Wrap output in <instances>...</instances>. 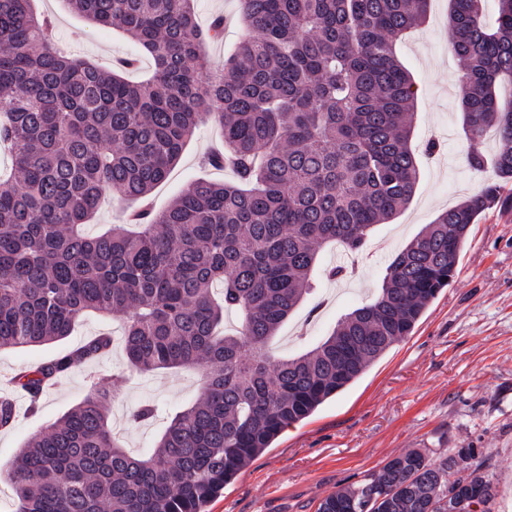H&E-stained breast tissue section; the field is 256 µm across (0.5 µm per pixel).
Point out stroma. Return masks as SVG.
<instances>
[{
    "instance_id": "obj_1",
    "label": "stroma",
    "mask_w": 512,
    "mask_h": 512,
    "mask_svg": "<svg viewBox=\"0 0 512 512\" xmlns=\"http://www.w3.org/2000/svg\"><path fill=\"white\" fill-rule=\"evenodd\" d=\"M34 7L54 17L61 47L107 69L135 56L139 63L128 71V79L149 73V59L120 30L75 14L66 0H34ZM196 12L204 29L214 18L224 20L223 39L205 46L212 66L223 67L225 55L247 33L240 0H196ZM447 14L448 0H431L427 23L396 46L418 87L412 147L419 179L410 204L389 223L374 227L362 253L323 248V270L340 264L351 273L339 280L326 277L323 270L315 274L313 290L278 332L276 354L304 352L328 335L341 315L375 297L386 268L426 224L494 181L492 170L477 172L465 161L471 151L493 155L497 138L491 132L479 141L464 135L459 62L448 47ZM431 141L436 148L428 155L424 148ZM222 146L220 126L201 125L180 162L151 193L153 209H165L197 179L233 180L230 168L203 163ZM121 324V318L91 312L62 341L0 349V376L96 336L118 338ZM96 367L112 375L109 419L136 454L154 447L169 411L201 394L198 371L142 374L127 369L118 341ZM87 391L84 371H74L44 396L38 415L20 417L14 429L0 432V467ZM146 402L161 404L163 413L132 422L133 410ZM411 448L427 449L435 460L455 448L477 449L499 487L502 512H512V206L497 205L478 217L454 279L429 304L412 334L310 417L288 427L225 486L206 512H316L337 486L362 479Z\"/></svg>"
}]
</instances>
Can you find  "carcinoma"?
I'll list each match as a JSON object with an SVG mask.
<instances>
[{
    "label": "carcinoma",
    "mask_w": 512,
    "mask_h": 512,
    "mask_svg": "<svg viewBox=\"0 0 512 512\" xmlns=\"http://www.w3.org/2000/svg\"><path fill=\"white\" fill-rule=\"evenodd\" d=\"M34 0H0V349L67 338L86 312L124 317L128 366L193 368L202 397L173 416L144 455L109 423L103 379L32 436L7 466L13 512H204L281 433L309 417L409 336L455 275L469 228L508 200L512 180V0H448L463 131L491 128L490 159L467 156L499 182L442 211L393 260L380 292L294 357L274 355L282 324L311 290L321 249L361 251L377 224L413 198L417 90L396 42L422 24L430 0H241L248 33L211 74L193 0H67L116 27L154 64L130 82L56 47ZM215 121L234 183L194 182L142 231L86 232L99 197L144 202ZM223 297H212L214 284ZM241 325L220 334L224 310ZM112 349L108 336L14 377L36 414L52 382ZM16 422L0 395V429ZM497 486L474 448L440 461L419 449L341 485L316 512H495Z\"/></svg>",
    "instance_id": "obj_1"
}]
</instances>
